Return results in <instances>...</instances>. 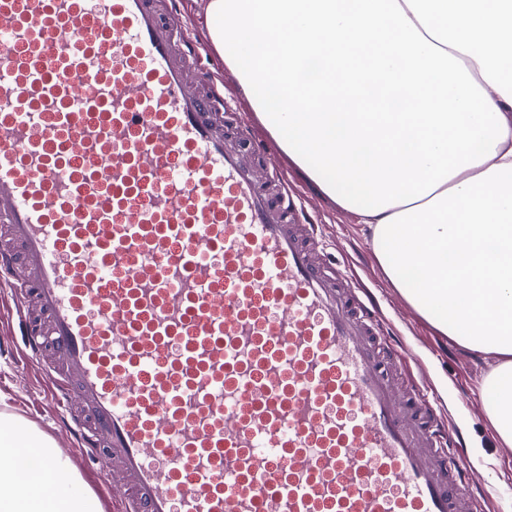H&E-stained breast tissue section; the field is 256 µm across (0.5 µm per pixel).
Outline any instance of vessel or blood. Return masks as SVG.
Segmentation results:
<instances>
[{
  "label": "vessel or blood",
  "instance_id": "vessel-or-blood-1",
  "mask_svg": "<svg viewBox=\"0 0 512 512\" xmlns=\"http://www.w3.org/2000/svg\"><path fill=\"white\" fill-rule=\"evenodd\" d=\"M180 0H0V283L115 512H484L369 288L230 132Z\"/></svg>",
  "mask_w": 512,
  "mask_h": 512
}]
</instances>
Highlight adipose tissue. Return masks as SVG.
Returning <instances> with one entry per match:
<instances>
[{
	"label": "adipose tissue",
	"instance_id": "adipose-tissue-1",
	"mask_svg": "<svg viewBox=\"0 0 512 512\" xmlns=\"http://www.w3.org/2000/svg\"><path fill=\"white\" fill-rule=\"evenodd\" d=\"M210 41L281 150L373 228L411 306L496 357L489 418L512 447V0H208ZM414 279H407V272ZM48 442L0 414V512H100L22 496Z\"/></svg>",
	"mask_w": 512,
	"mask_h": 512
}]
</instances>
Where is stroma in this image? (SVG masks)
I'll use <instances>...</instances> for the list:
<instances>
[{"label":"stroma","instance_id":"1","mask_svg":"<svg viewBox=\"0 0 512 512\" xmlns=\"http://www.w3.org/2000/svg\"><path fill=\"white\" fill-rule=\"evenodd\" d=\"M205 6L206 0H183V22L202 43L212 70L221 78L224 99L238 124L267 136V128L256 117L236 78L213 49L204 24ZM273 162L287 174L289 185L304 198L306 208L319 213L321 233L337 262L352 263L361 279L375 289L386 310L399 313V335L447 409L452 424L464 435L472 462L480 466L478 489L497 491L488 503V512H512V453L497 440L487 415L495 400V389L489 382L490 361L440 334L389 282L376 259L372 232L357 212L332 203L283 153H275ZM13 341V336L0 330V412L12 414L22 426L51 441L58 455L70 465L77 490L97 498L102 512H111L109 499L97 489L102 472L85 470L69 434L57 421V408L47 396L43 374L21 358Z\"/></svg>","mask_w":512,"mask_h":512}]
</instances>
